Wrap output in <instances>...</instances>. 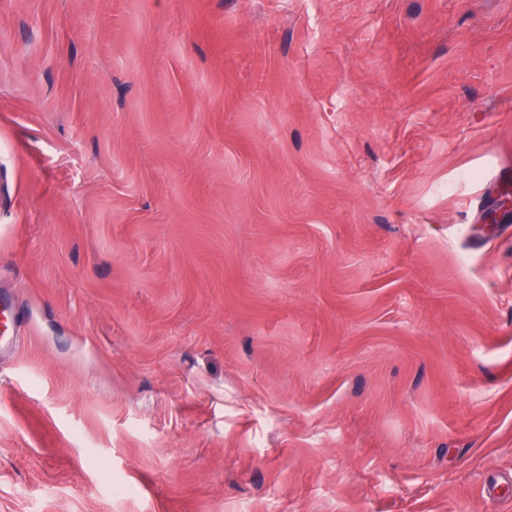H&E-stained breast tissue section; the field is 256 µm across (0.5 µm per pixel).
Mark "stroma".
I'll list each match as a JSON object with an SVG mask.
<instances>
[{"instance_id": "35a3bbf8", "label": "stroma", "mask_w": 512, "mask_h": 512, "mask_svg": "<svg viewBox=\"0 0 512 512\" xmlns=\"http://www.w3.org/2000/svg\"><path fill=\"white\" fill-rule=\"evenodd\" d=\"M512 0H0V512H512Z\"/></svg>"}]
</instances>
